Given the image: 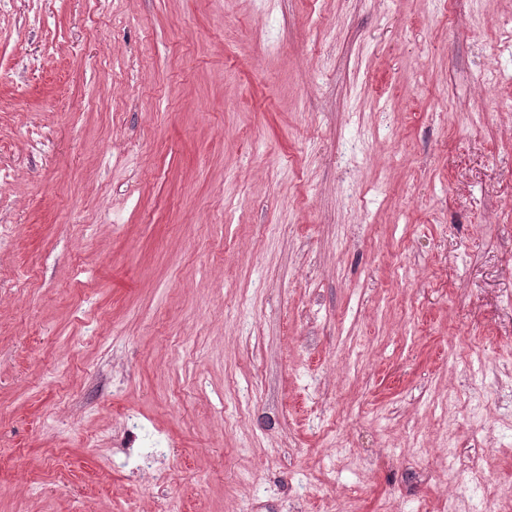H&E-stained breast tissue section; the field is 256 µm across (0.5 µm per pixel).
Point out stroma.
Listing matches in <instances>:
<instances>
[{
    "instance_id": "stroma-1",
    "label": "stroma",
    "mask_w": 512,
    "mask_h": 512,
    "mask_svg": "<svg viewBox=\"0 0 512 512\" xmlns=\"http://www.w3.org/2000/svg\"><path fill=\"white\" fill-rule=\"evenodd\" d=\"M0 170V512L512 484V0H6Z\"/></svg>"
}]
</instances>
